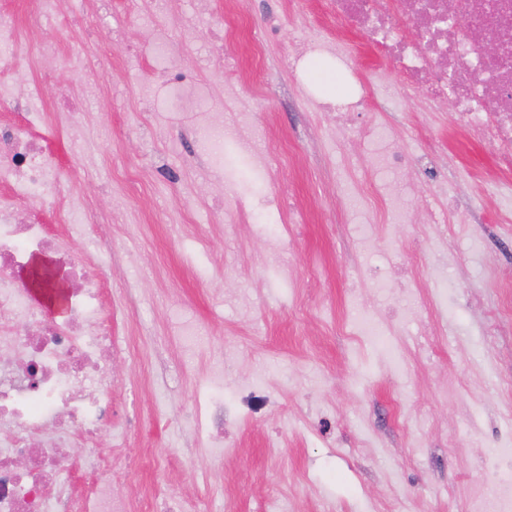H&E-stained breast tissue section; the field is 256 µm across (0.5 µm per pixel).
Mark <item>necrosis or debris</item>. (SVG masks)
I'll list each match as a JSON object with an SVG mask.
<instances>
[{"label":"necrosis or debris","mask_w":512,"mask_h":512,"mask_svg":"<svg viewBox=\"0 0 512 512\" xmlns=\"http://www.w3.org/2000/svg\"><path fill=\"white\" fill-rule=\"evenodd\" d=\"M336 16L353 22L381 54L391 58L407 86L431 101H449L457 119L489 143L501 171L488 193L512 189V0H462L449 17L447 0H329ZM61 0H39L26 18L0 9V512H128L114 486L132 480L137 461L113 454L91 463L83 491H76L71 449L96 447L112 419L110 361L117 338L104 304L108 280L95 269V257H71L74 234H87L97 217L84 204L64 215L70 229L51 232L44 214L56 213L69 187L47 157L40 128L46 103L25 90L21 64L36 58L43 74L55 67L51 44L22 40L21 28L35 30L45 18H61ZM419 30L403 34L404 24ZM505 48L491 61L482 43ZM168 124L189 126L197 152L206 157L207 178L227 174L228 151L248 158L254 171L263 157L235 131L224 129L217 111L196 113L185 123L171 109ZM34 210L21 218V203ZM57 257L60 278L70 284L65 312L40 310L16 271L33 257ZM185 426L211 453H224V402L209 399L192 409Z\"/></svg>","instance_id":"necrosis-or-debris-1"}]
</instances>
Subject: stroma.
<instances>
[{
	"mask_svg": "<svg viewBox=\"0 0 512 512\" xmlns=\"http://www.w3.org/2000/svg\"><path fill=\"white\" fill-rule=\"evenodd\" d=\"M265 7L212 0L185 33L195 0H170L159 20L151 0H110L96 15L89 0H67L71 27L48 20L37 33L56 49V75L33 67L20 80L50 104L67 92L87 115L81 140L50 123L46 144L75 198L103 219L96 247L112 255L106 304L124 348L111 363L112 396L141 421L136 435L108 428L98 447L73 454L180 448L170 483L213 512H267L274 498L283 512H468L493 492L496 450L512 440V224L497 221L512 194L484 193L491 152L466 136L451 104L425 111L417 93L394 91L395 65L322 0H273L276 42L261 40ZM160 24L180 39L175 62L215 96L221 70L240 71L224 125L264 155L262 177L234 159L241 174L228 191L203 179L188 132L156 139L151 115L168 97L155 69ZM215 28L227 38L213 45ZM320 37L352 51L339 73L349 92L332 101L292 59L296 40ZM362 93L367 105L337 136L328 104ZM374 122L412 177L378 168L360 136ZM429 167L438 180L425 177ZM237 192L262 193L290 223L270 238L233 214ZM348 194L367 223H352ZM396 200L407 223L394 221ZM358 309L390 329L399 365L351 334ZM258 381L263 392L240 397ZM219 393L217 459L180 419Z\"/></svg>",
	"mask_w": 512,
	"mask_h": 512,
	"instance_id": "obj_1",
	"label": "stroma"
}]
</instances>
